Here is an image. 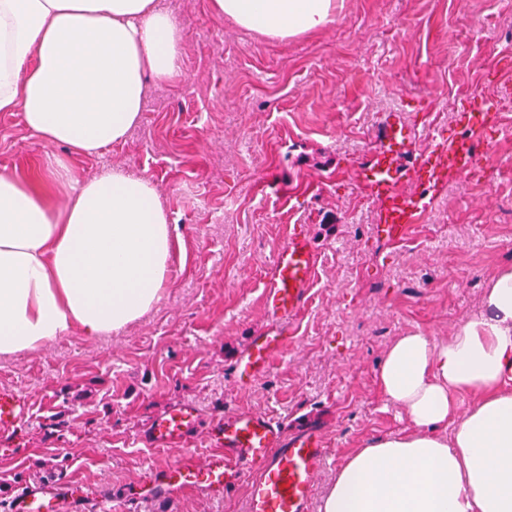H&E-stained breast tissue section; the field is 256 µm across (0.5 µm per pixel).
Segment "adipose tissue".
Wrapping results in <instances>:
<instances>
[{
    "label": "adipose tissue",
    "instance_id": "ef3b65f1",
    "mask_svg": "<svg viewBox=\"0 0 512 512\" xmlns=\"http://www.w3.org/2000/svg\"><path fill=\"white\" fill-rule=\"evenodd\" d=\"M210 6L285 42L333 23L337 0ZM180 43L160 0H0V112L46 145L101 154L140 122L148 80L178 75ZM175 246L148 176L78 181L53 154L29 175L1 172L0 355L138 321L172 284ZM377 384L410 428L350 452L320 512H512V265L447 339L398 337Z\"/></svg>",
    "mask_w": 512,
    "mask_h": 512
}]
</instances>
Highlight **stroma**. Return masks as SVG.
Wrapping results in <instances>:
<instances>
[{
	"mask_svg": "<svg viewBox=\"0 0 512 512\" xmlns=\"http://www.w3.org/2000/svg\"><path fill=\"white\" fill-rule=\"evenodd\" d=\"M161 2L182 25L180 73L149 81L123 143L72 157L36 139L21 113L0 112V171L27 173L51 152L80 179L115 165L150 176L180 238L173 285L139 322L0 357V386L30 410L0 446V503L58 475L105 498L139 492L156 465L205 449L141 441L183 402L207 421L259 412L320 429L323 498L343 456L408 426L377 387L387 347L419 331L447 338L512 263V72L494 68L512 50V0H343L325 30L285 42L224 20L209 0ZM476 96L497 101L500 130L479 139L477 166L448 173L411 237L389 241L359 187L381 121L397 114L418 130L419 154L425 121L463 132ZM296 224L317 253L308 304L288 349L238 384L235 361L274 330L261 282Z\"/></svg>",
	"mask_w": 512,
	"mask_h": 512,
	"instance_id": "stroma-1",
	"label": "stroma"
}]
</instances>
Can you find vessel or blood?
<instances>
[{
	"instance_id": "1",
	"label": "vessel or blood",
	"mask_w": 512,
	"mask_h": 512,
	"mask_svg": "<svg viewBox=\"0 0 512 512\" xmlns=\"http://www.w3.org/2000/svg\"><path fill=\"white\" fill-rule=\"evenodd\" d=\"M429 144L423 154L412 155L405 147L413 132L398 119H387V140L368 166L363 191L378 199V230L393 242H401L428 205L436 183L449 168L470 167L474 158L467 138L440 137L427 127ZM415 178L419 191L402 195V178ZM316 254L302 226L289 229L265 271L262 297L278 334L264 337L254 352L235 366L237 375L257 376L275 355L287 348L281 329L304 309L314 273ZM28 418L24 398L13 389L0 388V444H9L18 426ZM206 437L211 449L205 455L189 454L155 468L143 481L140 501L156 505L200 493L213 497L244 487L243 512H313L314 491L328 459V440L320 430L307 427L285 433L279 420L261 413H234L201 424L196 405L184 402L157 415L143 435L153 448L186 445ZM6 512H112L111 500L75 496L63 481H32L6 502Z\"/></svg>"
}]
</instances>
